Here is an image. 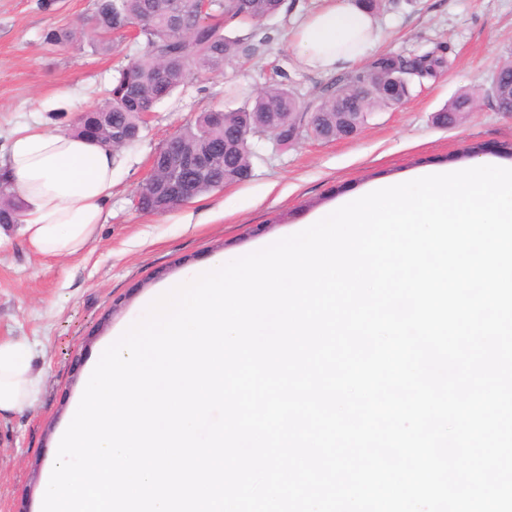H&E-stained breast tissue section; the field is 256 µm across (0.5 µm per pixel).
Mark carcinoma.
Listing matches in <instances>:
<instances>
[{"mask_svg":"<svg viewBox=\"0 0 512 512\" xmlns=\"http://www.w3.org/2000/svg\"><path fill=\"white\" fill-rule=\"evenodd\" d=\"M282 7L281 0H247L244 6L235 0H213L211 20L205 22L198 20L192 0H95L89 28H53L46 32L45 40L65 44L76 39L87 42L95 52L108 53L124 42L123 30L137 26L139 58L118 70L102 102L77 117L75 131L84 136L90 127L96 137L114 148L136 142L135 137L112 141V129L130 133L142 130L143 113L194 76L185 69V60L200 61L199 70L206 74L223 71L240 53H255L250 38L233 39L227 28H253L277 15ZM447 68V58L435 49L408 57L383 53L363 70L341 76L307 100L300 99L287 84L277 82L266 86L251 104L231 110L215 107L174 136L187 163L208 158V175L196 182L191 196L182 197L170 181L166 146H161L153 156L148 182L140 190L144 195L142 209L168 212L201 194L238 182L233 172L251 168L248 140L256 134L271 135L284 149L306 136L345 138L352 127L363 126L373 113L397 105L385 83L397 85L406 96L413 87L437 78ZM489 92L497 103L512 99L509 66L493 75ZM474 102L471 92L457 95L440 109L439 125L448 126V116L459 117L470 111ZM227 142L237 144L233 153L214 152L216 145ZM18 211L15 194L1 174L0 224L16 223Z\"/></svg>","mask_w":512,"mask_h":512,"instance_id":"cac0c4a2","label":"carcinoma"}]
</instances>
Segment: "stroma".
Listing matches in <instances>:
<instances>
[{
	"instance_id": "35a3bbf8",
	"label": "stroma",
	"mask_w": 512,
	"mask_h": 512,
	"mask_svg": "<svg viewBox=\"0 0 512 512\" xmlns=\"http://www.w3.org/2000/svg\"><path fill=\"white\" fill-rule=\"evenodd\" d=\"M330 3L285 0L280 14L257 26L269 44L239 66L191 79L154 107L113 170L107 221L88 251L47 263L16 232L0 247V340L28 339L43 372L32 407L0 414V512H40L42 474L83 393L86 371L113 332L142 318L155 291L198 266L281 239L375 184L478 162L512 167V114L499 111L491 97L480 96L454 125L434 121L455 94L488 87L495 72L512 64V0H384L375 15L379 39L340 71L362 68L381 53L436 46L449 69L413 88L401 105L374 113L355 137L303 139L286 150L271 138H252L247 181L166 213L140 210L138 192L157 149L213 106L244 105V98L225 96L228 85L259 91L277 68L303 96L335 80L337 73L303 66L297 44L301 23ZM92 10L93 0H52L46 8L39 0H0V150L26 125L72 131L78 114L97 106L118 69L138 56L131 41L108 54L84 42L44 41L46 30L81 25Z\"/></svg>"
}]
</instances>
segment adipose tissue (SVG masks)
Listing matches in <instances>:
<instances>
[{"label":"adipose tissue","mask_w":512,"mask_h":512,"mask_svg":"<svg viewBox=\"0 0 512 512\" xmlns=\"http://www.w3.org/2000/svg\"><path fill=\"white\" fill-rule=\"evenodd\" d=\"M372 40L371 17L341 2L308 18L298 34L304 64L321 71L356 59ZM120 158V151L82 136L38 125L17 130L0 157V173L18 193L22 217L18 227L0 225V244L15 229L31 254L47 260L85 251L106 220ZM40 382L29 342L0 341V413L28 409Z\"/></svg>","instance_id":"ef3b65f1"}]
</instances>
